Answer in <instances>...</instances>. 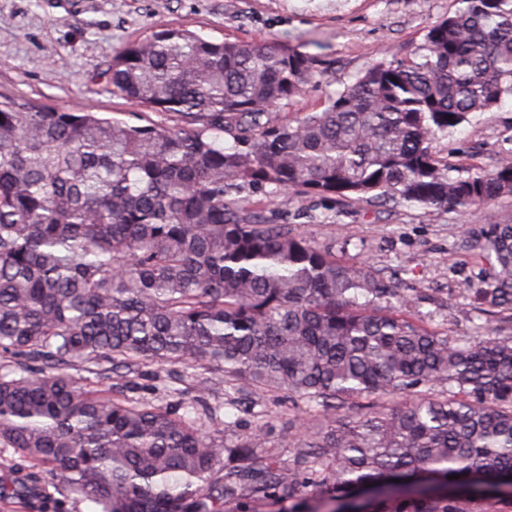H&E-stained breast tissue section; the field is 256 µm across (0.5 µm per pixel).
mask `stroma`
Segmentation results:
<instances>
[{
    "label": "stroma",
    "mask_w": 512,
    "mask_h": 512,
    "mask_svg": "<svg viewBox=\"0 0 512 512\" xmlns=\"http://www.w3.org/2000/svg\"><path fill=\"white\" fill-rule=\"evenodd\" d=\"M456 0H0V96L61 111L85 108L130 123L168 122V115L114 95L107 70L126 44L166 27L214 40L276 44L316 62L303 94L277 110L293 122L324 110L353 77L381 61L406 59L428 28L452 15ZM459 171L489 172L512 155V99L469 116L433 144ZM244 204L273 224H288L339 261L360 263L407 296V317L448 336L512 334V321L489 313L460 291L479 285L487 263L467 243L490 221L512 224V198L490 209L458 211L400 200L321 198L299 190L260 189ZM114 398L179 411L204 396L219 407L228 442L263 431L255 466L288 459L291 435L321 423L318 408L287 392L230 390L213 377L199 391L180 366L147 362L102 382Z\"/></svg>",
    "instance_id": "1"
}]
</instances>
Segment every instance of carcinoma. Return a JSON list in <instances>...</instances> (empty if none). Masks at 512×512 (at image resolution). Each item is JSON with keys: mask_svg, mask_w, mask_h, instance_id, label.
I'll return each instance as SVG.
<instances>
[{"mask_svg": "<svg viewBox=\"0 0 512 512\" xmlns=\"http://www.w3.org/2000/svg\"><path fill=\"white\" fill-rule=\"evenodd\" d=\"M457 4L412 57L372 65L294 125L276 110L314 78L312 57L180 27L110 67L113 93L170 125L0 100V453L38 469L0 476V499L57 506L49 488L64 487L99 512H512V336L420 327L370 269L229 197L511 196V155L452 177L432 151L512 97V0ZM472 247L489 267L463 292L512 317V224ZM144 362L285 390L334 420L291 437L288 466L258 470L261 433L228 443L193 406L98 389ZM81 364L83 384L68 373ZM360 399L367 412L343 421Z\"/></svg>", "mask_w": 512, "mask_h": 512, "instance_id": "cac0c4a2", "label": "carcinoma"}]
</instances>
